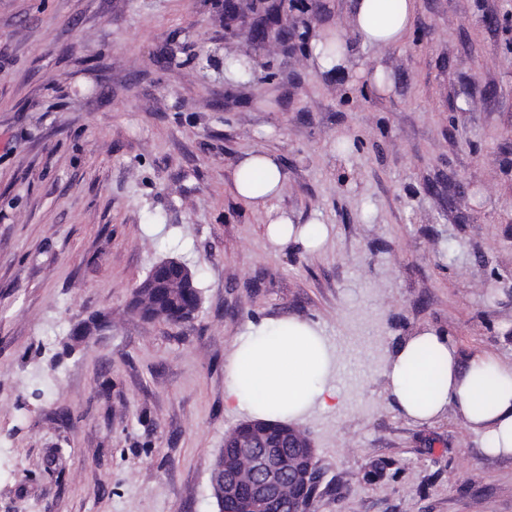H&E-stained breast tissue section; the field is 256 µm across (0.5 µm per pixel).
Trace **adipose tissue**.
Here are the masks:
<instances>
[{"label":"adipose tissue","mask_w":512,"mask_h":512,"mask_svg":"<svg viewBox=\"0 0 512 512\" xmlns=\"http://www.w3.org/2000/svg\"><path fill=\"white\" fill-rule=\"evenodd\" d=\"M417 0H355L352 32L362 44L403 43ZM285 188L276 154L248 152L233 174L234 194L254 209L269 210ZM278 246L295 242L315 250L327 237L325 225L297 226L279 214L267 226ZM329 340L316 322L283 318L251 326L225 364L224 404L254 418L300 421L313 409L329 412L340 402L332 375ZM387 394L408 418L429 422L456 406L486 456L512 455V365L487 352L461 363L446 335L427 327L391 354L383 369Z\"/></svg>","instance_id":"1"}]
</instances>
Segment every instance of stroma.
<instances>
[{"label":"stroma","instance_id":"1","mask_svg":"<svg viewBox=\"0 0 512 512\" xmlns=\"http://www.w3.org/2000/svg\"><path fill=\"white\" fill-rule=\"evenodd\" d=\"M303 2L285 53L225 31L218 0H0V512H217L242 421L226 359L290 316L334 336L342 371V404L301 423L313 512H512V457L456 409L412 422L381 371L423 327L512 364V0H419L383 49L349 32L351 0ZM336 30L343 74L313 59ZM258 149L286 173L274 209L329 225L320 249L274 246L233 193ZM164 259L198 272L192 321L128 310Z\"/></svg>","mask_w":512,"mask_h":512}]
</instances>
